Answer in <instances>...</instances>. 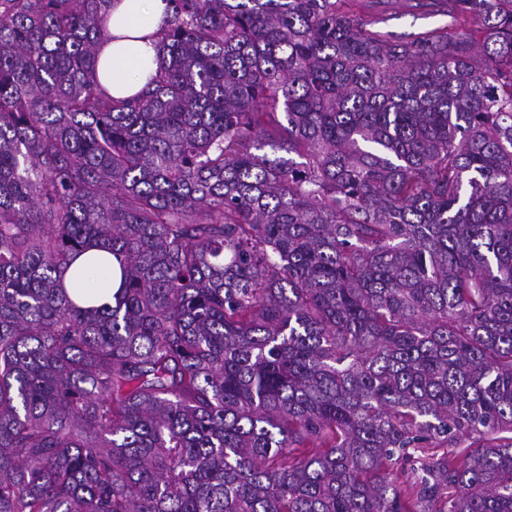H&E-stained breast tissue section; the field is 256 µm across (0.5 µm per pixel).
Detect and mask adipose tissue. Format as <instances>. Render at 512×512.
Returning a JSON list of instances; mask_svg holds the SVG:
<instances>
[{"mask_svg":"<svg viewBox=\"0 0 512 512\" xmlns=\"http://www.w3.org/2000/svg\"><path fill=\"white\" fill-rule=\"evenodd\" d=\"M168 4L166 0H113L107 27L112 41L98 53L97 75L102 88L112 97H128L139 91L158 68V34ZM98 263L69 269L64 284L69 297L88 305H108L120 275L107 250L91 248Z\"/></svg>","mask_w":512,"mask_h":512,"instance_id":"obj_1","label":"adipose tissue"}]
</instances>
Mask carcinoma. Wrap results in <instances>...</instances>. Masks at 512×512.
Instances as JSON below:
<instances>
[{"label": "carcinoma", "instance_id": "cac0c4a2", "mask_svg": "<svg viewBox=\"0 0 512 512\" xmlns=\"http://www.w3.org/2000/svg\"><path fill=\"white\" fill-rule=\"evenodd\" d=\"M373 3L0 0V512H512V0ZM168 4L164 0H114L107 27L112 41L98 53L97 75L112 97L139 91L158 68V33ZM395 11L394 19L388 22L387 30L396 35L417 33L424 29L444 25L448 21V18L441 16L414 18L401 10ZM88 256L104 260L103 265H94L78 270L71 267L64 274V284L69 297L80 303L87 300L85 306L112 305V295L116 292L120 275L117 264L107 250L91 248ZM448 448H418L411 450V457L400 462L398 467L394 470L397 473L398 484L404 480V474L411 473L412 471L420 468L421 462L433 453L442 454L443 451H447Z\"/></svg>", "mask_w": 512, "mask_h": 512}]
</instances>
